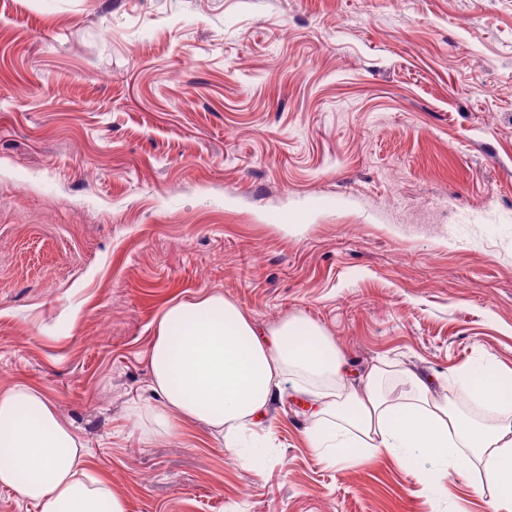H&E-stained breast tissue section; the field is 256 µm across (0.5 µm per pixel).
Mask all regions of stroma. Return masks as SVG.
I'll list each match as a JSON object with an SVG mask.
<instances>
[{"label":"stroma","instance_id":"stroma-1","mask_svg":"<svg viewBox=\"0 0 512 512\" xmlns=\"http://www.w3.org/2000/svg\"><path fill=\"white\" fill-rule=\"evenodd\" d=\"M299 315L350 372H512V0H0V389L127 512H493L426 458L331 465L299 400L239 465L149 444L173 300Z\"/></svg>","mask_w":512,"mask_h":512}]
</instances>
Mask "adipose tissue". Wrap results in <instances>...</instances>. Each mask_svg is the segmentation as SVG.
Returning a JSON list of instances; mask_svg holds the SVG:
<instances>
[{
    "instance_id": "obj_1",
    "label": "adipose tissue",
    "mask_w": 512,
    "mask_h": 512,
    "mask_svg": "<svg viewBox=\"0 0 512 512\" xmlns=\"http://www.w3.org/2000/svg\"><path fill=\"white\" fill-rule=\"evenodd\" d=\"M148 360L162 404L149 411L147 440L201 424L248 467V447L261 443L259 418L289 394L304 403L309 445L322 458L353 466L375 456H422L451 477L480 474L494 512H512V397L495 361L447 376L477 407L498 415L485 424L411 370L402 372V389L389 392L388 362L351 378L333 337L305 318L263 331L235 303L209 293L162 309ZM0 487L39 512H126L111 480L89 468L72 425L25 384L0 390Z\"/></svg>"
}]
</instances>
